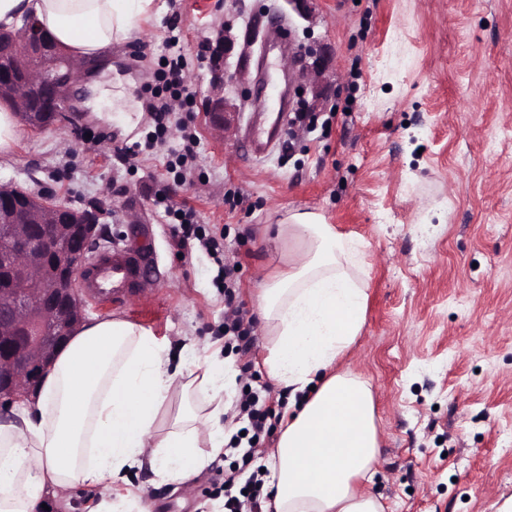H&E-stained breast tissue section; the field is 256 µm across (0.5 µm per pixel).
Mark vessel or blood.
I'll use <instances>...</instances> for the list:
<instances>
[{
    "instance_id": "vessel-or-blood-1",
    "label": "vessel or blood",
    "mask_w": 512,
    "mask_h": 512,
    "mask_svg": "<svg viewBox=\"0 0 512 512\" xmlns=\"http://www.w3.org/2000/svg\"><path fill=\"white\" fill-rule=\"evenodd\" d=\"M279 135L278 129L253 126L244 141L247 154L253 158L265 155L271 142ZM147 259L145 252L126 248L97 250L86 260L79 286L87 297L106 296L113 302H122L135 287L138 273Z\"/></svg>"
}]
</instances>
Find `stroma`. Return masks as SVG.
Masks as SVG:
<instances>
[{"instance_id":"obj_1","label":"stroma","mask_w":512,"mask_h":512,"mask_svg":"<svg viewBox=\"0 0 512 512\" xmlns=\"http://www.w3.org/2000/svg\"><path fill=\"white\" fill-rule=\"evenodd\" d=\"M159 2L160 13L113 45L111 68L86 79L71 126L24 130L0 161V183L58 193L76 209L104 205L100 247L135 241L137 215L155 262L144 295L109 304L108 316L150 330L175 364L219 351L237 391L263 387L273 403L288 392L268 376L273 338L255 295L285 265L267 227L321 215L358 242L364 263L365 322L343 363L373 384L380 455L369 491L386 512H502L512 503V0H314L308 20L285 0H238V31L256 19L264 31L290 30V50L328 45L336 75L317 123L257 162L244 156L242 134L265 80L288 89L272 69L281 52L248 47L249 102L223 136L202 105L206 46L225 0ZM173 33L198 138L187 174L175 154L180 127L148 113ZM135 143L144 152L132 165L121 150ZM160 194L192 207L196 229L222 238L239 264L247 351L225 342L218 263L176 249L177 222ZM426 223L435 227L428 242ZM188 338L198 343L192 357ZM229 470L250 475L227 454L188 492L146 468L117 489L143 494L151 512H210Z\"/></svg>"}]
</instances>
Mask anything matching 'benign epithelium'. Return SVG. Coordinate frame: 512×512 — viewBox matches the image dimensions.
<instances>
[{
	"mask_svg": "<svg viewBox=\"0 0 512 512\" xmlns=\"http://www.w3.org/2000/svg\"><path fill=\"white\" fill-rule=\"evenodd\" d=\"M235 15L209 40L211 91L205 101L211 127L229 134L242 105L226 92L245 83L248 69L238 55ZM302 61L303 94L290 112L322 110L329 56L299 48L282 69ZM0 100L14 105L20 120L35 131L68 120L82 75L95 62L74 64L44 41L33 17L17 31L0 30ZM99 220L81 219L77 210L48 192L33 194L12 183L0 185V411L38 391L56 350L85 322V296L77 288L82 260Z\"/></svg>",
	"mask_w": 512,
	"mask_h": 512,
	"instance_id": "7a95c632",
	"label": "benign epithelium"
}]
</instances>
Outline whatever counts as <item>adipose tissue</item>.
Here are the masks:
<instances>
[{"instance_id":"ef3b65f1","label":"adipose tissue","mask_w":512,"mask_h":512,"mask_svg":"<svg viewBox=\"0 0 512 512\" xmlns=\"http://www.w3.org/2000/svg\"><path fill=\"white\" fill-rule=\"evenodd\" d=\"M156 12V0H0V26L33 14L73 58L100 60ZM273 241L293 248L287 272L257 294L274 338L268 375L288 390L266 512H385L360 485L380 448L372 385L339 367L364 325L358 247L309 213L278 225ZM234 385L218 361L199 373L171 366L165 344L136 324H83L36 399L0 424V512H43L48 496L76 487L97 491L90 512H151L141 496L113 495L114 478L146 460L172 484L203 472L230 439L222 418Z\"/></svg>"}]
</instances>
